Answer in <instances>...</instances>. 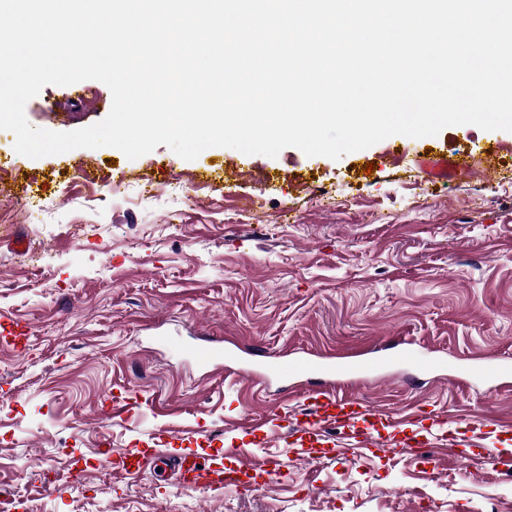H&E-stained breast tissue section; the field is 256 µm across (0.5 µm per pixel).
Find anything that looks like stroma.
Masks as SVG:
<instances>
[{
  "instance_id": "1",
  "label": "stroma",
  "mask_w": 512,
  "mask_h": 512,
  "mask_svg": "<svg viewBox=\"0 0 512 512\" xmlns=\"http://www.w3.org/2000/svg\"><path fill=\"white\" fill-rule=\"evenodd\" d=\"M111 104L86 80L45 86L25 114L69 132ZM14 142L0 130V320L26 325L30 340L0 345V512H196L204 499L209 512H418L423 498L433 512H512V385L456 377L472 357L512 359L511 132L449 126L337 160L211 147L187 161L164 145L134 160L113 147L32 159ZM488 147L496 172L434 184L420 170L430 155ZM235 167L247 178H229ZM20 231L23 255L9 247ZM391 336L441 361L442 378L357 393L398 416H447L467 442L458 460L391 450L388 427L372 447L299 458L289 438L242 425L271 409L301 414L302 389L229 367L204 376L177 351L229 339L340 355ZM160 434L217 467L280 471L244 493L108 465V451Z\"/></svg>"
}]
</instances>
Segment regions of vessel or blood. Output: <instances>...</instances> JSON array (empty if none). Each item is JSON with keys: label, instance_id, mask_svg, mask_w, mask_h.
I'll list each match as a JSON object with an SVG mask.
<instances>
[{"label": "vessel or blood", "instance_id": "1", "mask_svg": "<svg viewBox=\"0 0 512 512\" xmlns=\"http://www.w3.org/2000/svg\"><path fill=\"white\" fill-rule=\"evenodd\" d=\"M479 161L466 158L443 156L423 163L422 170L429 181H443L452 176L475 172ZM188 353L201 373L207 374L222 367L225 361L240 360L239 374L252 382L277 380L282 386L290 382L307 385L311 399L307 411L308 420L302 429V436L308 446L303 455L316 459L321 455L322 446L332 444L329 435L332 428H339L343 438L369 436L373 426L396 427L401 418L372 408L367 402L351 394V386L360 384L367 375L375 372L391 373L405 367L422 373L438 368L439 363L426 357L412 344L404 341H389L384 344L380 355L365 353L341 357L318 355H295L282 358L269 356L239 359L235 349L205 340L194 344ZM466 374L482 379H512V365L485 358L470 360L465 367ZM171 462L177 483L185 489L211 487L221 489L237 486L243 481L240 468L221 469L210 465L206 458L194 451L171 455L168 449L129 448L110 455V463L121 472H137L143 465Z\"/></svg>", "mask_w": 512, "mask_h": 512}]
</instances>
